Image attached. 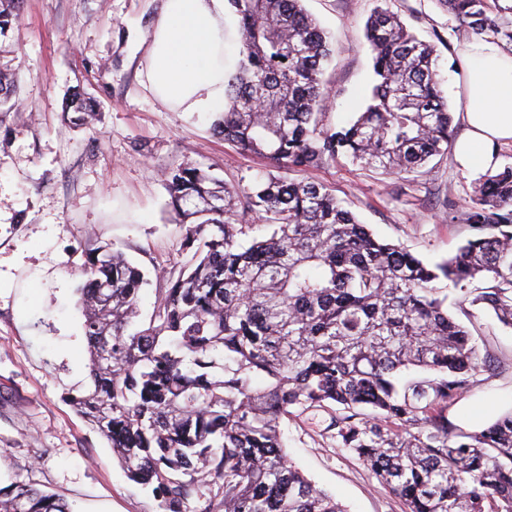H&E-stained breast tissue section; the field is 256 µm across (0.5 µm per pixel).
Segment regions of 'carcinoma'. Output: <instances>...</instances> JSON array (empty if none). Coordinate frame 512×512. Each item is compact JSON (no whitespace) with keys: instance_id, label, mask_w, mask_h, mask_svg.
<instances>
[{"instance_id":"carcinoma-1","label":"carcinoma","mask_w":512,"mask_h":512,"mask_svg":"<svg viewBox=\"0 0 512 512\" xmlns=\"http://www.w3.org/2000/svg\"><path fill=\"white\" fill-rule=\"evenodd\" d=\"M302 2L228 0L241 60L211 130L273 171L243 191L198 166L167 174L191 257L160 276L144 320V273L105 246L89 252L78 306L90 387L69 402L164 512H346L281 437L292 409L325 402L340 407L341 448L405 512H512V412L475 433L448 423V407L497 368L448 292L512 328V166L455 205L472 236L432 265L375 238L327 186L290 177L342 156L412 173L454 135L435 45L379 6L365 24L375 84L364 110L340 130L325 123L336 48ZM436 2L464 31L512 46V0ZM249 213L268 233L245 241ZM0 512L70 509L15 483Z\"/></svg>"}]
</instances>
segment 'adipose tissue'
<instances>
[{"mask_svg":"<svg viewBox=\"0 0 512 512\" xmlns=\"http://www.w3.org/2000/svg\"><path fill=\"white\" fill-rule=\"evenodd\" d=\"M228 11L227 0H163L145 67L151 92L172 111L209 119L223 111L224 81L234 70L224 55ZM459 54L468 134L455 152L462 164L488 166L494 146L512 142V53L483 37Z\"/></svg>","mask_w":512,"mask_h":512,"instance_id":"adipose-tissue-1","label":"adipose tissue"}]
</instances>
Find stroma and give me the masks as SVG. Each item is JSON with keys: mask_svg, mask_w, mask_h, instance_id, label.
I'll list each match as a JSON object with an SVG mask.
<instances>
[{"mask_svg": "<svg viewBox=\"0 0 512 512\" xmlns=\"http://www.w3.org/2000/svg\"><path fill=\"white\" fill-rule=\"evenodd\" d=\"M377 0H305L330 33L336 57L326 83L327 121L340 127L360 111L372 81L364 37ZM419 36L436 43L449 106L463 79L468 34L434 0H386ZM162 0H23L0 32V72L18 80L23 112L0 122V487L15 482L56 494L72 512H161L152 489L132 482L107 441L67 403L88 384L87 341L77 308L87 250L110 245L150 278L141 292L149 314L157 271L187 259L165 176L190 163L210 167L242 190L269 170L214 136L208 119L164 107L143 72L147 38ZM95 112L87 124L63 119L74 98ZM332 187L375 234L438 260L470 235L450 222L449 202L468 198L480 171L454 152L419 172L386 175L346 159L306 171ZM489 351L502 363L448 410L467 432L512 411V329L487 311ZM337 406L296 408L281 430L290 459L348 512H403L356 455L339 447Z\"/></svg>", "mask_w": 512, "mask_h": 512, "instance_id": "35a3bbf8", "label": "stroma"}]
</instances>
